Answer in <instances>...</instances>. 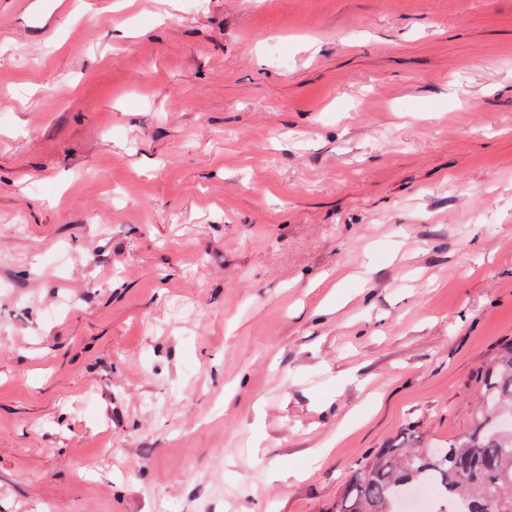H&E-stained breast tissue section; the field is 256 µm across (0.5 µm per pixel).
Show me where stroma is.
<instances>
[{
	"label": "stroma",
	"instance_id": "1",
	"mask_svg": "<svg viewBox=\"0 0 512 512\" xmlns=\"http://www.w3.org/2000/svg\"><path fill=\"white\" fill-rule=\"evenodd\" d=\"M512 342V0H0V512H328Z\"/></svg>",
	"mask_w": 512,
	"mask_h": 512
}]
</instances>
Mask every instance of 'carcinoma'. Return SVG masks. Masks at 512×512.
I'll return each instance as SVG.
<instances>
[{
    "label": "carcinoma",
    "instance_id": "1",
    "mask_svg": "<svg viewBox=\"0 0 512 512\" xmlns=\"http://www.w3.org/2000/svg\"><path fill=\"white\" fill-rule=\"evenodd\" d=\"M467 428L444 448L399 444L362 459L334 512H399L401 494L434 485L432 512H512V344L475 378Z\"/></svg>",
    "mask_w": 512,
    "mask_h": 512
}]
</instances>
